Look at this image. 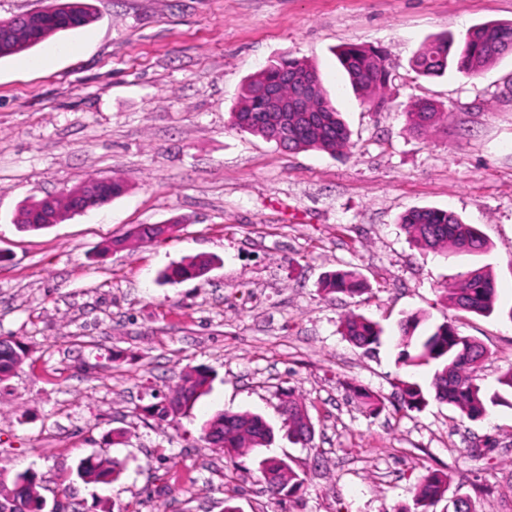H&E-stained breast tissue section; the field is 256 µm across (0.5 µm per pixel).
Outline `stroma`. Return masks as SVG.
Listing matches in <instances>:
<instances>
[{"instance_id": "stroma-1", "label": "stroma", "mask_w": 512, "mask_h": 512, "mask_svg": "<svg viewBox=\"0 0 512 512\" xmlns=\"http://www.w3.org/2000/svg\"><path fill=\"white\" fill-rule=\"evenodd\" d=\"M97 17L0 58V337L28 357L0 382V468L35 473L47 502L76 512H394L426 470L472 492L478 512H512V408L471 421L430 401L399 408L397 381L428 384L402 364L398 327L456 318L489 357L486 392L512 367V53L480 74L417 75L435 37L512 23V0H90ZM381 50L387 86L365 101L335 55ZM312 62L351 132L344 154L288 152L231 123L244 82L282 57ZM445 119L409 130L417 99ZM119 177L109 204L39 232L20 208L93 178ZM450 209L489 248L437 254L400 226L410 209ZM139 224H167L149 244L104 251ZM205 255L204 276L164 282L168 266ZM490 271L496 314L455 315L445 290ZM353 270L366 293L324 297L318 283ZM357 312L384 329L367 353L339 331ZM213 375L184 416L142 413L188 368ZM380 395L372 413L352 387ZM301 395L312 447L290 442L279 407ZM249 411L275 430L266 449L229 461L200 439L214 412ZM123 432L113 444V432ZM277 455L304 478L279 500L259 469ZM124 461L111 484L78 463Z\"/></svg>"}]
</instances>
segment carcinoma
<instances>
[{
	"label": "carcinoma",
	"instance_id": "1",
	"mask_svg": "<svg viewBox=\"0 0 512 512\" xmlns=\"http://www.w3.org/2000/svg\"><path fill=\"white\" fill-rule=\"evenodd\" d=\"M45 12L37 22L27 25L23 15L10 19L13 33L0 38V57L11 56L29 50L42 43L48 36L75 29L90 23L94 18L91 7L79 0H52L44 6ZM512 43V23L481 24L467 30L458 45L446 38H437L413 60L417 73L423 76H441L448 65L466 76H475L494 60L503 55L505 44ZM339 62L353 90L368 99L381 91L389 81L390 73L385 56L378 50L362 44H346L337 53ZM290 73L317 75L315 68L305 59L282 58L250 76L241 88L237 108L232 112L233 124L241 131L269 141L276 130L259 122L262 113L257 92L269 83L282 67ZM316 112L288 113L286 145L290 151L318 150L338 154L350 143V132L335 107L316 105ZM443 116L427 101H418L406 112L409 126L417 131L435 125ZM97 195L103 200L119 197L125 186L119 180L97 181ZM52 210L38 204L21 210L17 221L23 232L46 229L42 222ZM401 224L408 239L415 245L432 252L481 253L486 241L472 224L464 223L451 210L416 208L406 212ZM168 228L139 225L130 238L145 244L166 233ZM128 238V239H130ZM126 238L110 241L104 250L125 248ZM212 260L196 259L169 267L163 277L169 281L199 277L208 269ZM326 296L344 294L355 296L366 291V283L360 274L351 270H337L328 274L320 285ZM448 307L465 313L490 315L495 310L496 288L490 275L481 268L467 273L459 284L448 289ZM419 320L410 318L400 323L399 336L402 350L400 358L406 366L431 368L428 387L417 382L402 381L398 385L397 398L400 407L419 410L428 404L427 397L452 406L461 416L478 420L487 414L488 404L504 402L495 393L486 397L479 380L480 364L487 356L486 348L473 337L463 336L453 320H447L425 335L415 331ZM341 333L354 346L367 351L380 344L382 327L370 318L350 313L341 320ZM27 358L25 345L13 338L0 339V382L10 378L21 368ZM212 383V374L199 367L187 371L174 389L156 397V401L143 407L145 415L160 421L174 420L187 413L196 401L206 394ZM354 397L372 412L384 408V400L366 389L353 388ZM283 424L288 438L305 446L312 440L305 418L308 410L304 402L292 395L281 407ZM201 439L214 450L233 458L246 449L269 446L274 439V428L259 414L251 412L230 413L218 411L201 426ZM124 463L114 457L97 456L82 460L78 465L81 479L95 484H110L120 477ZM260 470L267 491L274 497L295 496L303 486L300 475L282 458L267 457L261 460ZM450 477L438 470H429L417 485L413 506L401 507L397 512H430V508L448 492ZM27 485L28 508H14L7 496L0 492V512H43L40 495L36 491V477L20 473L11 480V486ZM446 512H477L475 500L467 493H455L448 499Z\"/></svg>",
	"mask_w": 512,
	"mask_h": 512
}]
</instances>
